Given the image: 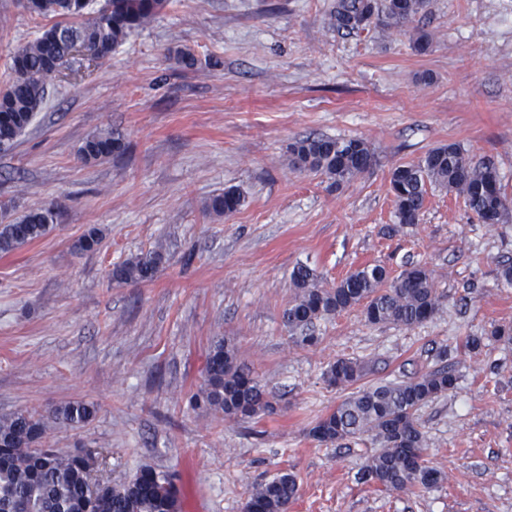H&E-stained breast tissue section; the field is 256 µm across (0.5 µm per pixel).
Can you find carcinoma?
Returning <instances> with one entry per match:
<instances>
[{
	"label": "carcinoma",
	"mask_w": 512,
	"mask_h": 512,
	"mask_svg": "<svg viewBox=\"0 0 512 512\" xmlns=\"http://www.w3.org/2000/svg\"><path fill=\"white\" fill-rule=\"evenodd\" d=\"M169 0H108L107 7L91 10L92 0H27L30 13L56 17L19 48L12 58L14 78L0 91V150L11 147L41 108L58 67L76 45L96 49L92 63L103 65L130 36L151 24ZM428 0H336L328 24L336 31L358 34L381 19L403 30L425 10ZM122 138L107 130L93 134L80 148L85 162L123 152ZM289 165L298 172L326 177L341 187L375 164L362 138L307 137L290 146ZM446 190L463 199L464 206L482 221L498 222L506 210L502 179L494 162L476 158L457 144L436 147L416 162L396 166L390 177L394 217L398 224H417L428 191ZM246 202L237 188H228L204 205L210 215L229 217ZM56 222V207L23 213L0 205V255H8L45 236ZM162 262L158 251L140 253L112 271L118 284L152 280ZM294 297L283 312V324L299 346L318 341L317 321L362 307L371 325L412 327L433 319L441 310L432 271L410 263L395 277L385 266L357 268L331 288L307 265L291 273ZM512 344V325L495 326L488 336H470L466 347L481 351L493 343ZM365 362L338 358L323 371L325 383L350 390L336 407L320 417L308 436L320 446L365 436L379 448L357 472L358 481L388 492L427 491L443 480L442 472L426 458L427 439L417 412L428 402L457 388L454 369L442 365L407 381L366 385ZM198 406L228 419L255 418L274 411L269 392L250 369L238 362L231 341L218 339L206 359ZM96 412L95 405L72 401L44 417L17 411L0 416V512H163L168 499L162 473L151 468L112 484L110 491L93 495L84 458L42 448L48 421L80 428ZM299 492L295 475L282 472L252 488L243 512H288Z\"/></svg>",
	"instance_id": "carcinoma-1"
}]
</instances>
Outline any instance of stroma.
<instances>
[{
    "label": "stroma",
    "mask_w": 512,
    "mask_h": 512,
    "mask_svg": "<svg viewBox=\"0 0 512 512\" xmlns=\"http://www.w3.org/2000/svg\"><path fill=\"white\" fill-rule=\"evenodd\" d=\"M335 0H170L160 17L97 66L78 57L47 88L31 125L0 151V200L22 212L50 204L55 229L0 256V415L95 403L87 425L50 424L62 454L104 449L119 482L149 467L172 474L179 512H242L249 490L281 472L299 495L288 512H512V345L479 352L472 335L512 324V207L482 224L461 198L430 191L419 223L393 218L390 173L455 143L491 159L512 200V0H429L414 20L432 37L414 52L383 23L332 29ZM51 21L26 0H0V89L11 58ZM190 49L194 69L173 52ZM102 129L123 153L83 162ZM360 137L373 169L342 188L289 165L306 136ZM245 205L204 211L224 188ZM98 251L75 245L89 227ZM164 261L144 284L113 283L131 256ZM433 272L442 309L414 326H373L360 309L317 321L298 346L283 325L291 272L325 286L369 264ZM234 344L274 397L273 413L227 420L195 408L213 340ZM458 364L455 392L419 412L428 458L445 474L424 493L357 481L374 446H320L310 424L344 391L322 373L339 357L367 362V383L402 381Z\"/></svg>",
    "instance_id": "1"
}]
</instances>
